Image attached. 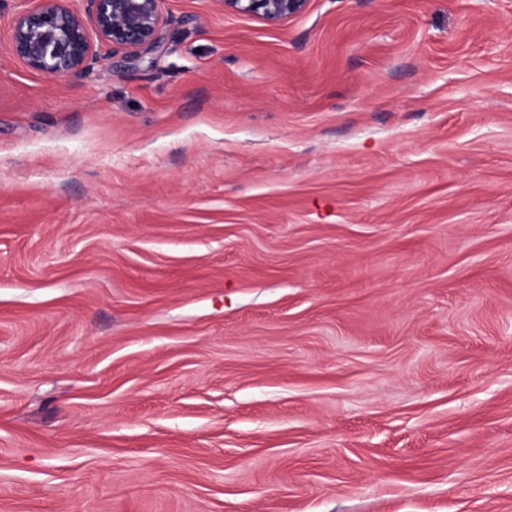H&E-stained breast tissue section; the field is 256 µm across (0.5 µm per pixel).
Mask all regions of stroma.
Segmentation results:
<instances>
[{
    "instance_id": "35a3bbf8",
    "label": "stroma",
    "mask_w": 512,
    "mask_h": 512,
    "mask_svg": "<svg viewBox=\"0 0 512 512\" xmlns=\"http://www.w3.org/2000/svg\"><path fill=\"white\" fill-rule=\"evenodd\" d=\"M0 0V512H512V0H162L50 78ZM308 0H219L224 10L277 23L301 12Z\"/></svg>"
}]
</instances>
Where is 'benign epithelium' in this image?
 Masks as SVG:
<instances>
[{
  "mask_svg": "<svg viewBox=\"0 0 512 512\" xmlns=\"http://www.w3.org/2000/svg\"><path fill=\"white\" fill-rule=\"evenodd\" d=\"M161 0H39L15 13L9 31L13 56L50 77L84 76L107 55L157 46L165 19ZM224 9L277 23L301 12L307 0H219Z\"/></svg>",
  "mask_w": 512,
  "mask_h": 512,
  "instance_id": "obj_1",
  "label": "benign epithelium"
}]
</instances>
